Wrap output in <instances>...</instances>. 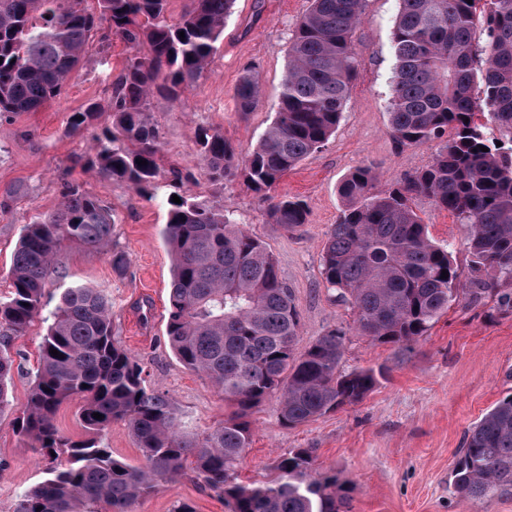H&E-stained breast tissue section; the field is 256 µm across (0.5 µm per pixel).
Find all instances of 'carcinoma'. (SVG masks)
Returning a JSON list of instances; mask_svg holds the SVG:
<instances>
[{
  "label": "carcinoma",
  "instance_id": "carcinoma-1",
  "mask_svg": "<svg viewBox=\"0 0 512 512\" xmlns=\"http://www.w3.org/2000/svg\"><path fill=\"white\" fill-rule=\"evenodd\" d=\"M171 0H0V112H36L60 95L85 45L102 28L133 51L109 99L70 116L69 130L111 124L93 139L84 165L138 192L160 188V133L148 118L153 91L179 98L204 73L224 38L235 0H187L170 18ZM367 0H310L289 38L275 117L250 155L244 177L266 192L336 131L359 61L353 34ZM392 42L396 65L389 122L400 145L443 140L426 168L375 190L369 166L339 186L345 201L321 251L322 272L356 315V330L408 351L452 302L495 298L512 313V0H400ZM481 26L484 43L475 39ZM184 37H179V33ZM250 111L260 96L251 71L234 92ZM499 132L491 137L478 114ZM197 155L209 180L235 170V149L216 129L200 127ZM487 151L480 150V147ZM147 161L138 165L136 160ZM420 195L468 226L470 287L448 250L434 244L411 200ZM273 223H306L307 203L282 197ZM116 217L101 200L70 186L58 209L24 225L0 299V335L18 336L40 316L55 257L65 242L109 254L126 272L128 254L112 245ZM164 237L173 258L166 336L179 362L208 376L231 415L203 437L182 430L175 401L150 389L136 356L112 334V307L85 286L62 290L46 317L33 385L15 418L18 435L46 463L45 479L19 494L12 512H133L163 483L191 479L224 500L227 512H349L348 484L319 469L306 448L279 454L264 481L245 483L239 465L252 441V410L274 398L287 426L362 402L378 383L372 368L343 372L346 332L323 333L298 355L301 318L276 262L232 212L193 198L169 202ZM449 276L442 277V271ZM59 351V356L50 350ZM14 360L0 350V413L11 409ZM84 399L89 438L74 441L54 425L68 398ZM102 415L98 420L93 413ZM130 428L145 464L112 457L103 433ZM67 455L65 466L58 457ZM458 495H512V396L499 400L465 435L452 472Z\"/></svg>",
  "mask_w": 512,
  "mask_h": 512
}]
</instances>
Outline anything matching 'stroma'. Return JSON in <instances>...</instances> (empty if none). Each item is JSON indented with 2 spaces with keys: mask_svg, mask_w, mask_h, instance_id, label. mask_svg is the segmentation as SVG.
<instances>
[{
  "mask_svg": "<svg viewBox=\"0 0 512 512\" xmlns=\"http://www.w3.org/2000/svg\"><path fill=\"white\" fill-rule=\"evenodd\" d=\"M308 6V0H237L208 71L181 101L153 93L149 118L160 132L162 169L155 197L84 167L81 159L90 150L92 133L68 130L72 113L107 99L111 82L122 74L131 51L119 37L106 45L99 37L91 38L82 68L61 96L35 112L0 115V298L10 291L7 274L23 226L54 211L66 187L77 185L94 194L117 216L112 240L127 252L130 266L119 276L108 254L64 246L50 276L47 304L55 306L60 287L66 285L103 293L112 304L114 336L137 357L148 385L175 400L185 429L208 432L223 424L230 409L213 383L185 368L168 345L172 259L163 229L169 196L227 206L244 229L266 243L292 292L301 316L297 352L325 331L344 328L348 335L342 369L385 370L362 402L312 422L287 427L280 423L274 402L255 408L249 416L253 436L240 464L241 479H264L277 455L308 448L317 463L336 468L350 480V512H512V497L477 501L450 487L465 431L512 394V314L490 315L489 299L478 305L451 304L414 350L404 353L353 332L350 308L322 275L321 246L344 207L342 179L355 168L369 166L382 190L430 165L438 149L434 142L397 144L390 129L392 30L400 0H367L353 37L358 75L341 122L322 150L266 193L253 191L240 175L216 185L204 174L196 152L198 127L223 131L242 166L272 123L289 37ZM249 67L261 95L252 111L242 112L234 91ZM17 185L23 193L10 195ZM286 195L301 197L309 209L306 224L291 230L269 217L272 203ZM413 207L430 239L448 248L460 273L459 285L467 287V226L427 198H415ZM46 328L35 320L24 334L11 337L7 347L19 368L9 393L13 407L0 414V512H12L16 497L44 478L39 457L17 434L14 419L27 400ZM182 502L196 512H226L223 499L188 479L159 486L135 503L134 512H174Z\"/></svg>",
  "mask_w": 512,
  "mask_h": 512,
  "instance_id": "35a3bbf8",
  "label": "stroma"
}]
</instances>
